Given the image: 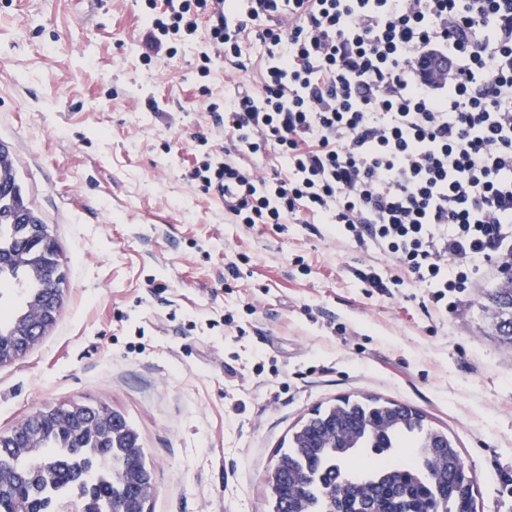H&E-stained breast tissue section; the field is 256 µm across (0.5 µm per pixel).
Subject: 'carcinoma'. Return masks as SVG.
Instances as JSON below:
<instances>
[{
	"instance_id": "cac0c4a2",
	"label": "carcinoma",
	"mask_w": 512,
	"mask_h": 512,
	"mask_svg": "<svg viewBox=\"0 0 512 512\" xmlns=\"http://www.w3.org/2000/svg\"><path fill=\"white\" fill-rule=\"evenodd\" d=\"M14 162H0V186L16 184ZM60 246L23 187L0 195V350L36 323L30 309L63 306L66 275L34 277L30 267L62 263ZM503 327H512V275L488 293ZM31 441L0 434V512H144L140 490L152 484L143 448L125 417L108 407L63 403L35 411ZM380 456L356 476L360 449ZM448 436L411 407L376 398L316 410L292 434L269 481L273 512H474L469 474Z\"/></svg>"
}]
</instances>
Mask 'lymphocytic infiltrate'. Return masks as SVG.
I'll use <instances>...</instances> for the list:
<instances>
[{
  "label": "lymphocytic infiltrate",
  "mask_w": 512,
  "mask_h": 512,
  "mask_svg": "<svg viewBox=\"0 0 512 512\" xmlns=\"http://www.w3.org/2000/svg\"><path fill=\"white\" fill-rule=\"evenodd\" d=\"M145 57L209 22L244 69L260 42L257 93L224 102L233 154L204 162L203 189L241 187L240 224L314 219L393 263L359 271L381 295L412 279L452 310L478 275L512 266V0H146ZM448 71L426 78L421 58ZM286 173L243 164L265 147Z\"/></svg>",
  "instance_id": "1"
}]
</instances>
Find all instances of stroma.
<instances>
[{"instance_id":"1","label":"stroma","mask_w":512,"mask_h":512,"mask_svg":"<svg viewBox=\"0 0 512 512\" xmlns=\"http://www.w3.org/2000/svg\"><path fill=\"white\" fill-rule=\"evenodd\" d=\"M145 0H0V142L66 264L58 324L0 367V433L61 403L139 435L145 512H273L277 452L314 409L369 397L423 412L512 512V344L486 291L425 313L368 295L389 261L328 224L235 223L192 171L230 146L211 103L256 92L205 32L142 56Z\"/></svg>"}]
</instances>
